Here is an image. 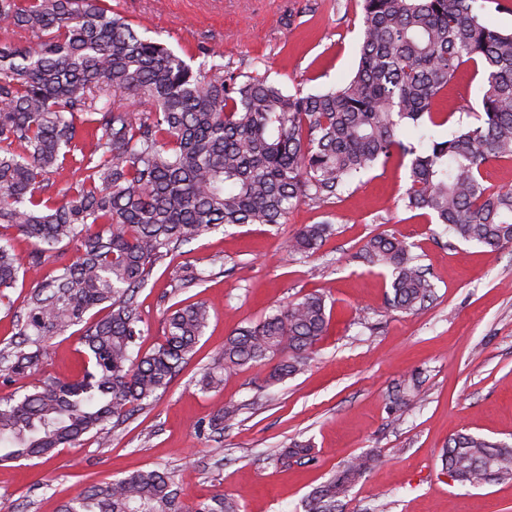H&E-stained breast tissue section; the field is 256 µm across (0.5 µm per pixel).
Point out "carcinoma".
Wrapping results in <instances>:
<instances>
[{
  "mask_svg": "<svg viewBox=\"0 0 512 512\" xmlns=\"http://www.w3.org/2000/svg\"><path fill=\"white\" fill-rule=\"evenodd\" d=\"M358 2L362 44L349 82L287 94L263 75L241 80L175 53L103 0H0V28L29 36L0 44V227L34 244L24 266L0 234V304L10 305L8 291L27 273L55 266L31 292L13 349L0 351V374L24 375L53 337L85 324L79 376L0 399L1 463L40 459L88 435L104 444L113 419L167 389L204 335L209 308L174 309L164 341L144 352L135 297L177 245L225 225L284 224L300 202L328 204L360 175L406 160V209L493 251L512 244V190L487 185L483 174L489 162L512 159V32L487 22L500 0ZM469 62L484 71L483 116L439 138L432 127L448 114L433 103ZM67 167L77 178L58 201L52 175ZM332 231L307 225L291 251L313 254ZM360 256L390 273V309L413 312L431 298L433 284L404 240L374 234ZM97 308L108 314L86 321ZM330 320L321 294L289 301L234 330L201 387L246 366H270L271 385L302 372ZM235 418L221 407L212 426L222 431ZM382 463L377 451L345 460L305 512H343L353 487ZM442 463L481 487L512 478V445L459 433ZM57 512H239V503L185 507L170 476L148 469L86 488Z\"/></svg>",
  "mask_w": 512,
  "mask_h": 512,
  "instance_id": "cac0c4a2",
  "label": "carcinoma"
}]
</instances>
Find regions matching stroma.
I'll list each match as a JSON object with an SVG mask.
<instances>
[{
	"label": "stroma",
	"instance_id": "obj_1",
	"mask_svg": "<svg viewBox=\"0 0 512 512\" xmlns=\"http://www.w3.org/2000/svg\"><path fill=\"white\" fill-rule=\"evenodd\" d=\"M181 55L205 51L238 73L258 72L286 92L343 86L360 52L357 0H106ZM483 72L461 67L435 104L450 113L440 136L481 114ZM407 165L375 168L333 203H300L286 223L239 224L180 246L152 270L137 294L143 350L161 343L173 304L205 302L211 319L192 359L168 389L122 424L108 445L87 438L47 458L0 464V506L57 512L78 490L140 470L170 472L185 505L238 497L240 512H304L307 496L347 457L380 451L384 464L350 492L348 512H512V478L459 484L441 452L468 431L512 443V247L498 251L443 234L405 209ZM334 232L313 255L289 240L322 222ZM386 231L413 244L434 285L412 313L389 310V283L359 256ZM180 266L208 279L175 287ZM319 293L331 307L326 336L309 366L270 386L261 366L215 388L199 380L234 330L262 320L298 296ZM81 326L53 338L24 377H0V398L82 371ZM237 407L224 431L210 421ZM306 441L311 452L288 463L278 449Z\"/></svg>",
	"mask_w": 512,
	"mask_h": 512
}]
</instances>
